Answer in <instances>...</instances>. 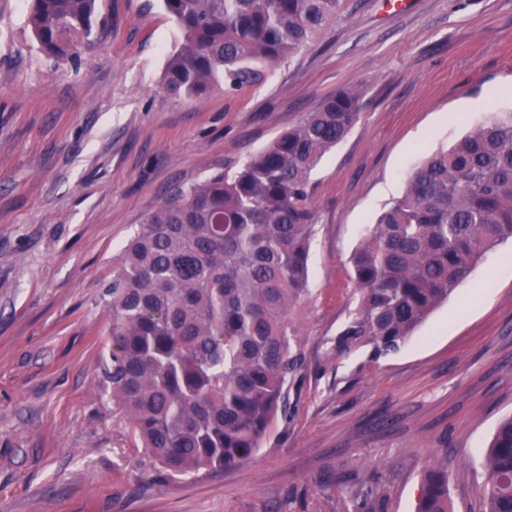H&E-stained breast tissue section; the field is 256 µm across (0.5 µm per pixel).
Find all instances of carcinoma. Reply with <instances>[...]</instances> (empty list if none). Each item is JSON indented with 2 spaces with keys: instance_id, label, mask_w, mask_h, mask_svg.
Instances as JSON below:
<instances>
[{
  "instance_id": "cac0c4a2",
  "label": "carcinoma",
  "mask_w": 512,
  "mask_h": 512,
  "mask_svg": "<svg viewBox=\"0 0 512 512\" xmlns=\"http://www.w3.org/2000/svg\"><path fill=\"white\" fill-rule=\"evenodd\" d=\"M183 43L165 86L200 98L262 84L341 10L342 0H161ZM100 0H30L40 50L71 57ZM342 89L232 172L178 186L112 263L100 385L134 447L185 477L247 462L287 414L302 365L288 310L307 292L318 216L309 180L358 120ZM512 239V109L494 111L408 177L404 194L353 252L358 309L336 338L346 353L397 350L499 242ZM483 512H512V417L483 454ZM448 468L426 470L417 512H453Z\"/></svg>"
}]
</instances>
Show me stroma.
<instances>
[{"instance_id":"stroma-1","label":"stroma","mask_w":512,"mask_h":512,"mask_svg":"<svg viewBox=\"0 0 512 512\" xmlns=\"http://www.w3.org/2000/svg\"><path fill=\"white\" fill-rule=\"evenodd\" d=\"M28 13L0 0V512H415L433 462L454 478V512H480L481 452L512 415V240L398 350L334 345L366 229L426 156L512 107V0H343L264 84L197 100L165 86L181 34L158 0H102L67 65L38 50ZM347 88L359 120L310 178L289 415L249 462L172 479L99 387L112 260L175 186L235 169Z\"/></svg>"}]
</instances>
